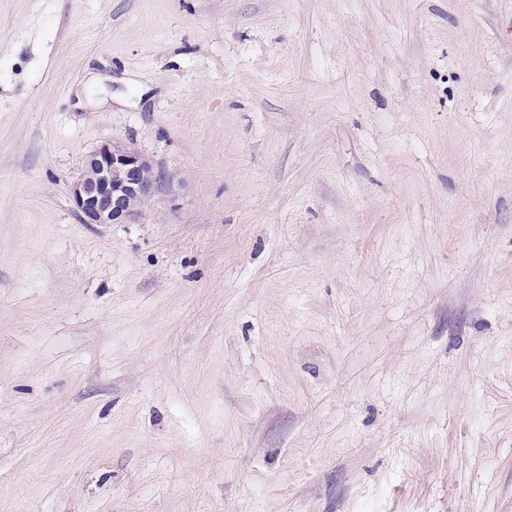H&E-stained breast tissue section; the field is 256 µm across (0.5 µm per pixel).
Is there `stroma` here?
I'll return each instance as SVG.
<instances>
[{
	"instance_id": "stroma-1",
	"label": "stroma",
	"mask_w": 512,
	"mask_h": 512,
	"mask_svg": "<svg viewBox=\"0 0 512 512\" xmlns=\"http://www.w3.org/2000/svg\"><path fill=\"white\" fill-rule=\"evenodd\" d=\"M0 512H512V0H0ZM173 180L132 145L109 142L86 156L71 197L85 224H132Z\"/></svg>"
}]
</instances>
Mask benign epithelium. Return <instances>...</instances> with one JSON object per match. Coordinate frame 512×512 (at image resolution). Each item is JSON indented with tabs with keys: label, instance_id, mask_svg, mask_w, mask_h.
<instances>
[{
	"label": "benign epithelium",
	"instance_id": "1",
	"mask_svg": "<svg viewBox=\"0 0 512 512\" xmlns=\"http://www.w3.org/2000/svg\"><path fill=\"white\" fill-rule=\"evenodd\" d=\"M173 180L135 147L109 142L86 156L71 197L86 224H132Z\"/></svg>",
	"mask_w": 512,
	"mask_h": 512
}]
</instances>
